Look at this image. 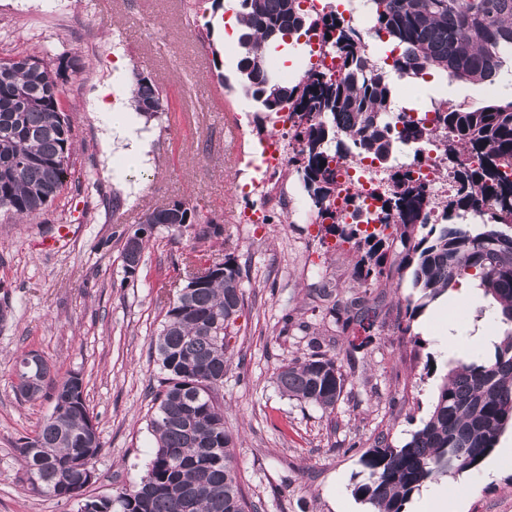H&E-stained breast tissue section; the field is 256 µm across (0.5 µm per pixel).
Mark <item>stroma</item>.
<instances>
[{
    "label": "stroma",
    "mask_w": 512,
    "mask_h": 512,
    "mask_svg": "<svg viewBox=\"0 0 512 512\" xmlns=\"http://www.w3.org/2000/svg\"><path fill=\"white\" fill-rule=\"evenodd\" d=\"M229 17L212 0H0V58L34 55L54 66L68 54L85 65L69 76L61 101L75 145L66 186L30 222L0 212V309L7 311L0 321V512L77 510L27 489L15 446L36 435L52 402L17 397L16 357L38 351L59 381L82 374L102 442L87 493L113 495L139 481L154 448L148 421L161 370L151 343L168 301L187 272L225 256L242 267L244 307L218 400L237 437L245 492L259 512H371L352 494L362 478L361 451L382 433L396 444L408 439L439 383L422 377L412 336L425 341L439 366L453 358L434 306L413 322L411 336L395 333L396 315L413 293L409 281L372 293L375 336L359 349L325 307L314 306L315 284H348L353 249L322 237L318 224L290 222L285 209L250 189L265 172L254 147L277 126L275 116L222 85L237 62V42L224 40ZM139 74L162 88L169 107L151 121L135 117L149 147L137 159L96 101L103 86L126 90ZM175 200L223 226L222 241L204 246L193 231L174 236L157 228L137 273L126 276L123 233ZM260 208L265 223H242ZM62 224L71 228L69 244L44 249ZM486 305L475 289L452 315L459 347L475 329L497 330ZM314 336L335 353L346 378L331 414L275 384L276 368L306 356ZM497 462L490 455L478 469L447 479L460 512H512V470Z\"/></svg>",
    "instance_id": "1"
}]
</instances>
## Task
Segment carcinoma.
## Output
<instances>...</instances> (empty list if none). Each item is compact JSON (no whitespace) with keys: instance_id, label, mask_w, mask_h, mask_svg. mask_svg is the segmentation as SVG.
<instances>
[{"instance_id":"obj_1","label":"carcinoma","mask_w":512,"mask_h":512,"mask_svg":"<svg viewBox=\"0 0 512 512\" xmlns=\"http://www.w3.org/2000/svg\"><path fill=\"white\" fill-rule=\"evenodd\" d=\"M300 2L238 0L242 52L236 81L260 111L291 109L297 147L288 166L314 203L321 229L353 245L352 285L321 283L316 298L329 304L328 313L342 330L354 324L367 333L373 327L367 289H385L408 276L420 297L405 299L404 316L397 318V330L405 336L427 303L471 279L478 281L501 330L489 356L448 364L435 401L408 440L395 445L381 434L360 455L364 478L355 485V496L372 512H404L427 484L478 469L512 429V232L502 229H512V99L435 112L434 121L448 130L436 147L456 184L444 212L459 217L487 205L492 213L488 224H429L437 203L414 179L413 167L422 162L432 130L420 119L404 118L402 127L396 126L389 76L496 83L503 73H512V0H369L372 35L331 12L323 19L324 34L336 33L343 77L309 73L288 84L268 61L286 39L301 35ZM371 38L401 53L378 61L369 52ZM68 70L82 71L80 59L71 57L53 69L36 56L0 58V211L21 220L38 217L67 183L74 143L60 101ZM132 101L148 121L167 108L159 86L145 76L136 77ZM410 144L412 162L393 164L396 153ZM337 156L371 158L390 169L379 224L371 232L344 223L330 206ZM146 223L168 229L196 224L199 241L224 234L180 200L148 215ZM150 239L135 231L125 236V273L135 274ZM240 282L241 269L228 258L185 283L169 301L154 340L165 377L149 420L152 458L138 483L85 503L90 512H257L243 490L231 452L235 437L224 427V408L217 401L244 305ZM25 376L16 369L17 394L36 400L49 387L53 409L59 411L16 446L25 481L36 494L70 503L83 495L86 466L101 449L84 380L72 373L29 394ZM276 383L288 398L332 412L345 376L336 356L313 339L303 360L277 369Z\"/></svg>"}]
</instances>
